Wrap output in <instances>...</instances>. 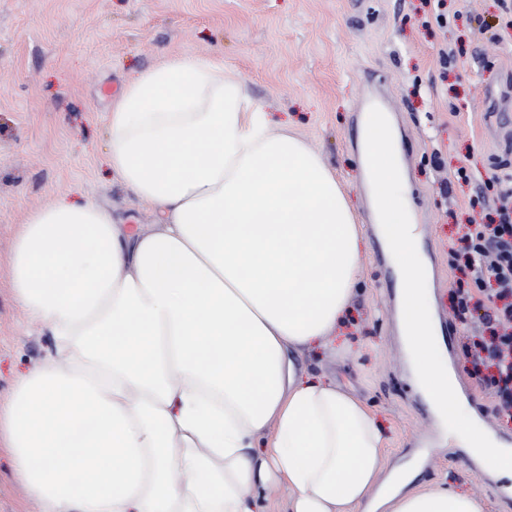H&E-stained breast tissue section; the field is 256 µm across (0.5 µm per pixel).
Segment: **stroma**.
I'll return each mask as SVG.
<instances>
[{"instance_id": "1", "label": "stroma", "mask_w": 512, "mask_h": 512, "mask_svg": "<svg viewBox=\"0 0 512 512\" xmlns=\"http://www.w3.org/2000/svg\"><path fill=\"white\" fill-rule=\"evenodd\" d=\"M446 9L451 20L442 28L430 0H0V404L54 349L11 286L26 217L64 199L97 203L133 230L155 223L107 165L110 104L130 76L178 53L223 59L263 105L272 132H293L335 171L362 224L370 214L352 129L366 85L386 99L411 139L410 205L429 217L422 243L434 246L446 279L438 305L458 328L452 365L471 377L464 350L481 336V318H459L452 308L460 277L452 252L465 225L482 220L471 197L496 166L512 163V146L488 120L496 109L500 125L512 127V24L499 0H446ZM448 46L456 66L447 71L439 51ZM462 166L469 182L453 178ZM375 248L367 239L332 350L313 346L306 364L367 404L392 467L404 463L422 415L392 341L395 315L381 294ZM442 482L486 512H512V496L483 485L481 471L447 446L416 479ZM0 512H43L1 435Z\"/></svg>"}]
</instances>
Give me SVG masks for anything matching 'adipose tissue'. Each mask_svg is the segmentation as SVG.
<instances>
[{"label":"adipose tissue","instance_id":"1","mask_svg":"<svg viewBox=\"0 0 512 512\" xmlns=\"http://www.w3.org/2000/svg\"><path fill=\"white\" fill-rule=\"evenodd\" d=\"M112 172L158 222L95 203L31 213L11 282L56 341L0 411L46 512H484L386 469L373 413L292 353L328 341L359 278L335 174L271 133L220 58L163 57L112 103Z\"/></svg>","mask_w":512,"mask_h":512}]
</instances>
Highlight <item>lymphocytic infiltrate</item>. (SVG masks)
I'll return each instance as SVG.
<instances>
[{"mask_svg":"<svg viewBox=\"0 0 512 512\" xmlns=\"http://www.w3.org/2000/svg\"><path fill=\"white\" fill-rule=\"evenodd\" d=\"M495 196L496 221L468 225L463 233L464 263L459 270L464 286L454 293L457 315L470 309L484 312L483 323L491 331L489 342L475 346L473 366L496 368L486 379L500 413L512 415V166L501 165L477 191L474 204Z\"/></svg>","mask_w":512,"mask_h":512,"instance_id":"1","label":"lymphocytic infiltrate"}]
</instances>
